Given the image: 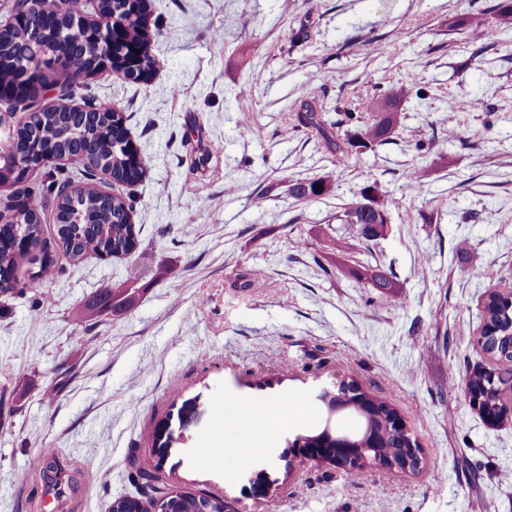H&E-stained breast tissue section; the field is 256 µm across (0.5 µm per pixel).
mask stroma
Returning <instances> with one entry per match:
<instances>
[{
    "instance_id": "obj_1",
    "label": "stroma",
    "mask_w": 512,
    "mask_h": 512,
    "mask_svg": "<svg viewBox=\"0 0 512 512\" xmlns=\"http://www.w3.org/2000/svg\"><path fill=\"white\" fill-rule=\"evenodd\" d=\"M500 2L149 0L151 79L87 82L125 112L150 165L118 189L138 249L77 264L60 253L43 295L0 294V512H109L146 496L133 459L195 397L203 412L163 480L233 512H512V421L486 423L463 394L490 364L476 344L485 295L512 286V27L489 25L476 61L462 24ZM396 82L415 94L375 150L336 160L295 120L309 97L333 122ZM320 176L323 196L289 195ZM371 183L391 222L368 240L337 217ZM339 235L343 269L329 254ZM367 264L394 274L404 306L353 275ZM132 274L143 294L131 311L79 320ZM339 377L401 416L419 474H287V437L322 424L317 388ZM253 409L272 436L226 466L216 417ZM261 464L275 485L256 499ZM315 184H321V189L315 191ZM329 177H319L311 181L297 180L290 186V194L299 200H312L324 195L330 190Z\"/></svg>"
}]
</instances>
